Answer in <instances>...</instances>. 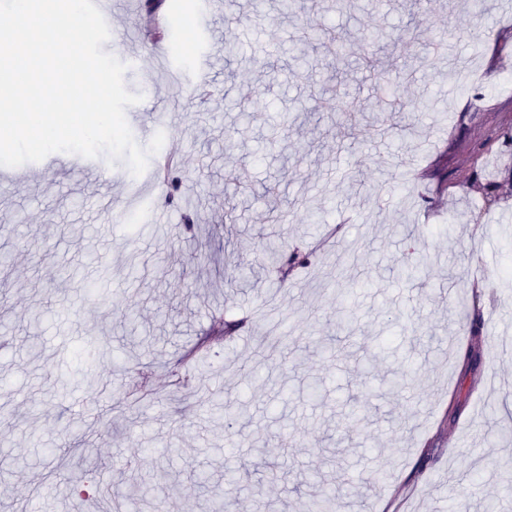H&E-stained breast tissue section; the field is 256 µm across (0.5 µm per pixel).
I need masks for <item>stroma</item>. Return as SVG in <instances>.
Returning a JSON list of instances; mask_svg holds the SVG:
<instances>
[{
  "instance_id": "stroma-1",
  "label": "stroma",
  "mask_w": 512,
  "mask_h": 512,
  "mask_svg": "<svg viewBox=\"0 0 512 512\" xmlns=\"http://www.w3.org/2000/svg\"><path fill=\"white\" fill-rule=\"evenodd\" d=\"M486 2L478 20L469 0H224L168 29L173 64L195 44L176 84L145 0H120L129 38L111 52L143 96L128 125L166 113L181 192L137 195L120 160L90 181L63 152L0 189V448L18 460L0 465V512H204L191 480L222 484L228 461L224 512H310L340 476L337 512H512L497 432L512 416V11ZM242 27L248 48L227 54ZM283 239L309 257L285 277L254 262ZM415 252L425 276H399ZM174 367L188 388L165 389ZM142 375L163 401L123 398Z\"/></svg>"
}]
</instances>
